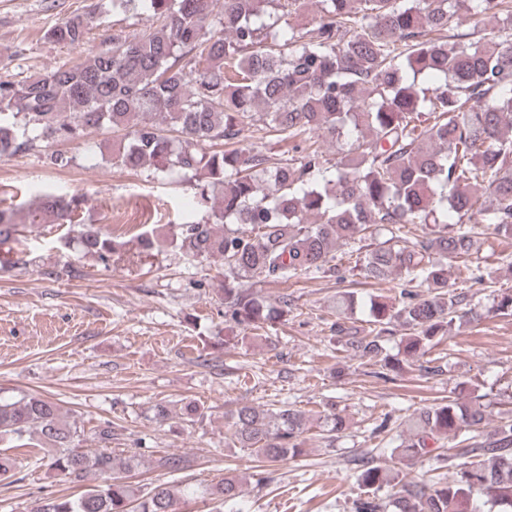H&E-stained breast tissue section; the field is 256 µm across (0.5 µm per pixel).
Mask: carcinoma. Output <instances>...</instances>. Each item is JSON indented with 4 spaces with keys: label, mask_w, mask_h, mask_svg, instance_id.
I'll return each mask as SVG.
<instances>
[{
    "label": "carcinoma",
    "mask_w": 512,
    "mask_h": 512,
    "mask_svg": "<svg viewBox=\"0 0 512 512\" xmlns=\"http://www.w3.org/2000/svg\"><path fill=\"white\" fill-rule=\"evenodd\" d=\"M307 2L97 0L95 14L145 9L151 24L112 37L85 63L24 80L0 76V156L107 131L113 164L192 183L201 219L179 224L170 238L143 233L142 250L151 256L168 243L187 257L221 261L224 322L244 330L273 325L291 303L285 295L273 307L243 280L286 284L306 272L342 280L336 251L353 248L350 271L381 282L400 275L404 285L396 303L370 299L373 328L363 332L342 323L354 294L336 298L339 351L375 361L384 378L422 358L424 372L435 374L441 366L431 350L467 298L453 283L480 284L487 275L468 225L512 234V0H317L311 29L282 32L276 11L297 14ZM475 17L497 26L475 41L449 33L453 21ZM88 34L76 15L46 37L76 46ZM255 121L301 139L300 155L282 161L239 145ZM322 141L336 146V159ZM86 207L64 195L23 212L1 207L0 245L22 224H76L80 251L108 261L116 238L85 222ZM408 224L422 225V235L409 239ZM373 226L384 239L362 244ZM498 404L497 394L481 403L459 393L410 414L391 458L433 459L454 469V479H409L364 456L353 512H469L476 497L512 512V415L494 412ZM224 419L225 443L269 463L305 453L310 419L289 404H243ZM320 428L328 446L346 429L334 404L323 407ZM33 433L60 475L99 477L80 496L46 498L33 512H176L171 487L143 493L124 481L136 456L75 448L77 427L55 401L25 392L0 398V439ZM240 493L232 474L187 491L221 506Z\"/></svg>",
    "instance_id": "1"
}]
</instances>
